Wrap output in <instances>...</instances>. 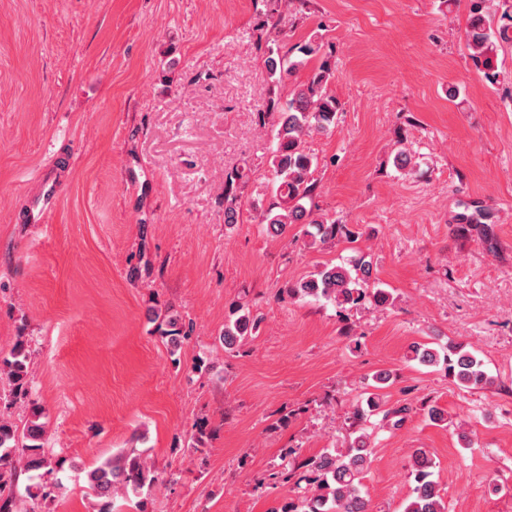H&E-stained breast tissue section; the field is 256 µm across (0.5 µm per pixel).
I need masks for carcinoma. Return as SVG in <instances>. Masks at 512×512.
I'll use <instances>...</instances> for the list:
<instances>
[{
  "label": "carcinoma",
  "mask_w": 512,
  "mask_h": 512,
  "mask_svg": "<svg viewBox=\"0 0 512 512\" xmlns=\"http://www.w3.org/2000/svg\"><path fill=\"white\" fill-rule=\"evenodd\" d=\"M496 0H473L471 15L465 31L470 58L478 68L485 70L486 78H496L493 59L500 39L512 28V4L509 0L503 11L494 8ZM288 36L286 22L278 18L271 24V39L265 52L266 66L272 83L278 85L298 73L306 72L305 79L291 85L288 99L272 105L270 112L260 118V125H270L273 146L270 157V184L273 202L259 214V223L276 235L288 234L294 224H308L315 229L311 243H328L337 238L355 239V233L344 224L327 219L314 202L318 182L314 173L318 161L306 147V139L314 133H328L336 127L341 104L331 94L329 85L334 78L330 57L322 53V45L309 40L281 51L280 41ZM244 174L239 170L227 174L224 183V223L236 224L240 216L239 189ZM372 265L368 255L358 253L347 263H326L308 277L284 292L305 299L325 300L340 311L366 303L384 307L392 302L391 294L381 288L370 287ZM260 319L250 309L234 304L224 324L222 340L229 352L254 336ZM160 335L180 349L185 333L180 316L166 313L158 325ZM409 360L425 366L443 364L448 377L470 389H486L493 379L482 361L460 343L437 348L414 343L409 347ZM32 347L24 330L10 350L0 354V381L7 385L3 403L5 408L17 404L28 410V420L18 427L10 419L0 416V512H36L35 504L53 501L65 491L58 474L64 471L65 459L57 458L44 446V411L32 397L29 382ZM391 377L377 372L365 391V406L352 412L351 427L354 437L344 448H325L318 455L298 461L291 459L282 469L269 475L273 483L289 482L295 472L310 473L306 486L295 482L297 494L290 501L271 512H371L370 500L364 491L363 479L373 454L370 418L382 415L385 422L397 426L399 415L406 408H385L381 390L389 385ZM26 475L29 484L19 491V477ZM410 475L412 493L402 512H448V504L434 479V462L423 449L411 456ZM93 497V512H112L117 499L126 502L138 499L139 512H145L139 500L144 487L158 482L151 465L135 451L104 458L86 472Z\"/></svg>",
  "instance_id": "obj_1"
}]
</instances>
